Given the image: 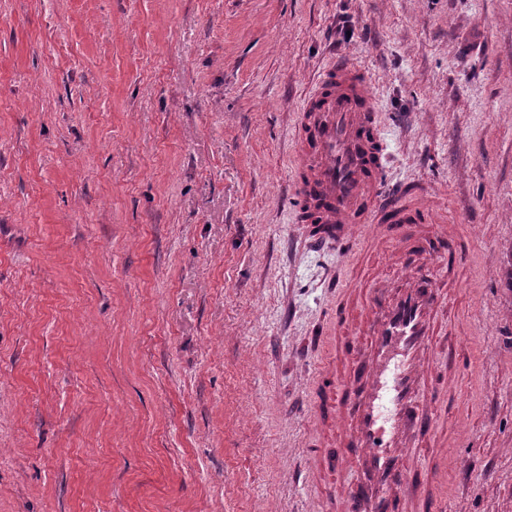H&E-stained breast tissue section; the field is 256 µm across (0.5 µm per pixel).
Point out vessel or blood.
I'll return each mask as SVG.
<instances>
[{"label": "vessel or blood", "mask_w": 512, "mask_h": 512, "mask_svg": "<svg viewBox=\"0 0 512 512\" xmlns=\"http://www.w3.org/2000/svg\"><path fill=\"white\" fill-rule=\"evenodd\" d=\"M298 114L297 221L339 248L351 231L370 226L398 249L401 278L365 290L337 306L339 359L328 385L317 389L315 411L336 430L316 469L347 481L339 512H442L423 489L439 466L412 460L436 425L433 403L448 386L430 351L439 333L444 294L429 274L432 262L456 266L468 254L457 236L411 200L381 196L386 147L364 69L349 60L324 68Z\"/></svg>", "instance_id": "obj_1"}]
</instances>
